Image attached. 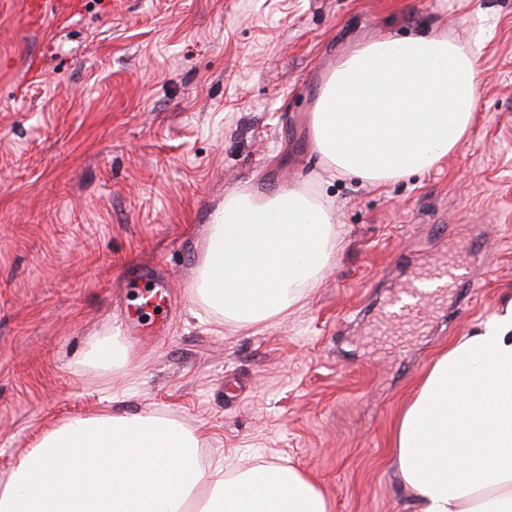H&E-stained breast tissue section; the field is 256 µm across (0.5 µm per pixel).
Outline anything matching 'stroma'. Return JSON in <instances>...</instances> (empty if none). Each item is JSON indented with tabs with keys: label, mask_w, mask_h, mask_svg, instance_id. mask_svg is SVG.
I'll return each mask as SVG.
<instances>
[{
	"label": "stroma",
	"mask_w": 512,
	"mask_h": 512,
	"mask_svg": "<svg viewBox=\"0 0 512 512\" xmlns=\"http://www.w3.org/2000/svg\"><path fill=\"white\" fill-rule=\"evenodd\" d=\"M440 27L481 43L463 145L387 186L330 178L311 115L354 44ZM322 180L345 246L292 313L236 329L194 298L227 192ZM471 244L474 288L419 332L372 336L419 258ZM167 281L169 325L135 358L83 365ZM512 299V0H0V478L48 432L152 409L201 430L204 463L257 460L329 512H416L391 432L430 363Z\"/></svg>",
	"instance_id": "1"
}]
</instances>
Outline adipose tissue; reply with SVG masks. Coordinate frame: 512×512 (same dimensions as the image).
Listing matches in <instances>:
<instances>
[{
  "mask_svg": "<svg viewBox=\"0 0 512 512\" xmlns=\"http://www.w3.org/2000/svg\"><path fill=\"white\" fill-rule=\"evenodd\" d=\"M480 64L478 49L437 29L353 47L312 112L325 168L386 185L441 164L471 127ZM343 244L320 183L266 195L241 187L210 215L195 296L226 325H263L304 299ZM133 358L109 334L83 363L109 372ZM201 443L200 432L151 410L73 419L0 480V512H328L316 480L291 467L205 472ZM392 443L417 512H512V300L431 362Z\"/></svg>",
  "mask_w": 512,
  "mask_h": 512,
  "instance_id": "1",
  "label": "adipose tissue"
}]
</instances>
